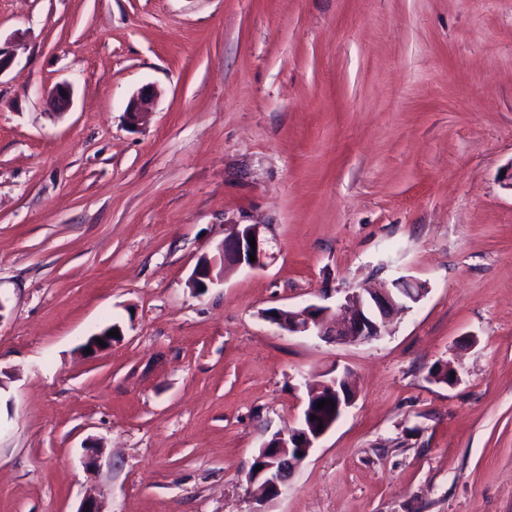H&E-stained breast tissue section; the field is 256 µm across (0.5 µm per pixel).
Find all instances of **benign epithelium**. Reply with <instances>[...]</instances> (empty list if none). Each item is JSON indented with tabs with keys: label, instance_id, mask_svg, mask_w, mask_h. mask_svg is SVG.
I'll return each mask as SVG.
<instances>
[{
	"label": "benign epithelium",
	"instance_id": "7a95c632",
	"mask_svg": "<svg viewBox=\"0 0 512 512\" xmlns=\"http://www.w3.org/2000/svg\"><path fill=\"white\" fill-rule=\"evenodd\" d=\"M53 106L61 111L68 110L71 101V86L59 82L49 91ZM153 94L142 90L134 95L128 104L129 121L138 125L150 113ZM255 238L256 247L249 240ZM255 261H250V255ZM267 258L266 242L261 236L260 226L246 224L232 236L224 239L218 247V255L202 258L194 268L189 283L201 293L208 285L217 281L213 271L222 265L220 274L241 268L251 270L265 266ZM428 292L426 284L405 277L391 280L390 286L378 290L365 289L348 294L336 308L311 304L303 308H276L264 314L266 321L289 334L311 336L326 342L357 343L377 339L383 335L391 320L408 312ZM344 376L333 369L327 372L317 388L310 389L303 412L313 416L317 403L326 400L336 404L338 414H343L353 401V396L340 387ZM334 425V421L323 423V429L304 419L299 427L286 434L275 435L261 446V454L254 461L261 466L259 471H249V482H260L263 498L272 500L279 497L291 474L309 455L315 443Z\"/></svg>",
	"mask_w": 512,
	"mask_h": 512
}]
</instances>
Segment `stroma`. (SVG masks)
Returning a JSON list of instances; mask_svg holds the SVG:
<instances>
[{
  "instance_id": "1",
  "label": "stroma",
  "mask_w": 512,
  "mask_h": 512,
  "mask_svg": "<svg viewBox=\"0 0 512 512\" xmlns=\"http://www.w3.org/2000/svg\"><path fill=\"white\" fill-rule=\"evenodd\" d=\"M0 47V512H512V0H0ZM239 224L264 268L193 291ZM399 276L374 340L263 317ZM334 367L351 406L255 501ZM153 94L146 90L139 91L128 104L127 115L133 125H139L145 116L150 113Z\"/></svg>"
}]
</instances>
